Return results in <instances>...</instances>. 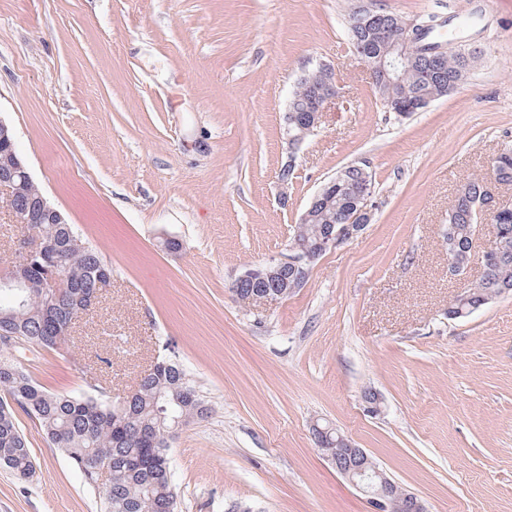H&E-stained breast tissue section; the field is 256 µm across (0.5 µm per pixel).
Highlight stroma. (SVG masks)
Returning <instances> with one entry per match:
<instances>
[{
	"label": "stroma",
	"instance_id": "1",
	"mask_svg": "<svg viewBox=\"0 0 512 512\" xmlns=\"http://www.w3.org/2000/svg\"><path fill=\"white\" fill-rule=\"evenodd\" d=\"M354 0H0V121L34 182L112 270L72 330L112 367L90 377L37 346L21 361L56 393L128 394L176 355L211 414L176 434L177 512H368L311 427L364 448L428 512H512V293L452 320L481 273H448L446 218L512 144V0H381L437 16L465 83L406 118L382 105L346 32ZM339 93L297 152L301 75ZM296 168L288 188L277 173ZM373 176L372 219L303 288L253 306L244 270L287 256L313 194L345 167ZM167 238L182 248H164ZM379 414L366 412V390ZM37 468L0 469V512H100L36 420Z\"/></svg>",
	"mask_w": 512,
	"mask_h": 512
}]
</instances>
